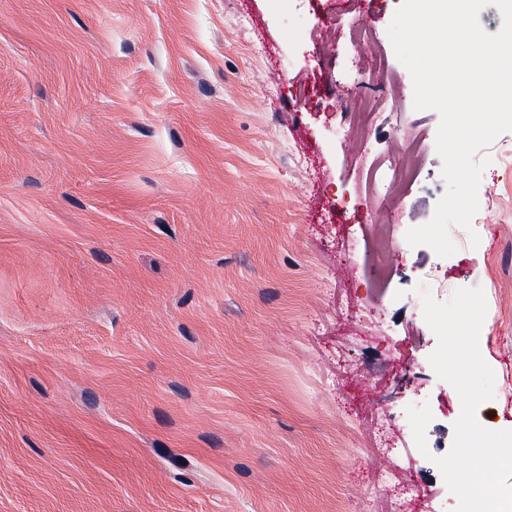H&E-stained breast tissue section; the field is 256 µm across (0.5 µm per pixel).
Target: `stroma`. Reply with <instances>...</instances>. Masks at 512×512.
Instances as JSON below:
<instances>
[{"instance_id": "35a3bbf8", "label": "stroma", "mask_w": 512, "mask_h": 512, "mask_svg": "<svg viewBox=\"0 0 512 512\" xmlns=\"http://www.w3.org/2000/svg\"><path fill=\"white\" fill-rule=\"evenodd\" d=\"M400 3L0 0V512H454L421 294L483 289L476 418L512 429V132L455 253L410 246L447 189L438 113L344 121L358 20L413 89ZM411 134L416 181L366 193Z\"/></svg>"}]
</instances>
